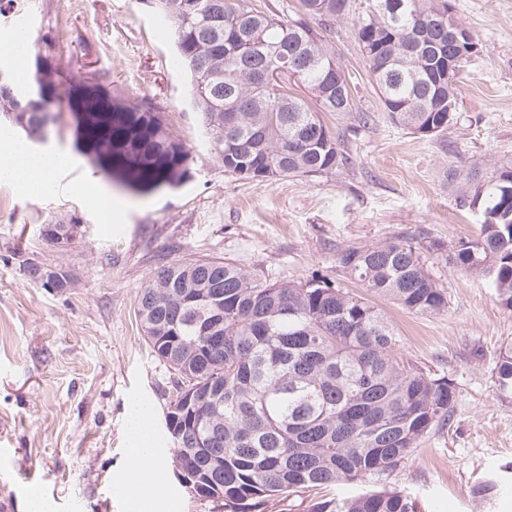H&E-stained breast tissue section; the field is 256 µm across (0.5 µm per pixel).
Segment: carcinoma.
I'll return each instance as SVG.
<instances>
[{
    "mask_svg": "<svg viewBox=\"0 0 512 512\" xmlns=\"http://www.w3.org/2000/svg\"><path fill=\"white\" fill-rule=\"evenodd\" d=\"M153 0L173 24L178 60L201 140L224 172L264 181L345 166L347 153L326 126V112H354L349 76L318 30L349 20L384 110L421 136L448 129L473 34L449 15L448 0H299L292 18L262 12L251 0ZM300 74L290 80L289 70ZM0 107L49 97L70 109L72 79L56 67L43 81L19 82ZM304 90L294 95L292 90ZM76 142L119 151L147 194L181 183L189 150L148 102L112 90L91 97ZM53 112H31L28 139L45 143ZM480 234L449 251L397 236L343 249L336 264L368 292L408 312L448 305L424 252L442 253L466 275L486 278L512 311V168L477 192ZM138 317L156 356L174 372L165 429L202 495L224 512H263L273 498L354 483L393 472L433 429L446 424L453 380L404 361L401 339L366 299L312 279L268 283L229 260L167 263L141 289ZM498 396L512 398V345L495 366ZM512 465L471 490L476 512H493ZM306 512H417L403 490L383 489L309 502Z\"/></svg>",
    "mask_w": 512,
    "mask_h": 512,
    "instance_id": "obj_1",
    "label": "carcinoma"
}]
</instances>
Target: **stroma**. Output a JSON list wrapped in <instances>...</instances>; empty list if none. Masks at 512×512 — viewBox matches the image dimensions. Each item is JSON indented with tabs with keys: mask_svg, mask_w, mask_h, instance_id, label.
Returning <instances> with one entry per match:
<instances>
[{
	"mask_svg": "<svg viewBox=\"0 0 512 512\" xmlns=\"http://www.w3.org/2000/svg\"><path fill=\"white\" fill-rule=\"evenodd\" d=\"M449 3L478 52L463 70L447 131L423 137L393 123L348 23L336 20L324 42L352 77L357 109L324 121L350 163L262 182L225 173L200 140L172 24L146 0L0 5V38L28 19L31 54L52 57L76 77L94 72L130 103L152 101L191 154L190 174L176 187L121 188L76 150V122L64 110L46 144L71 160L54 190L38 199L0 184V504L7 512H27L37 498L52 512H224L223 502L183 487L166 443L156 449L165 502L137 506L124 493L132 409L150 406L155 429H163L173 377L137 316L140 291L161 264L224 258L270 282L323 277L362 296L365 288L336 264L342 249L395 236L449 247L478 236L474 193L512 166V0ZM96 186L116 208L90 199ZM47 224L78 225L79 235L69 246L50 245L40 235ZM30 260L68 272L72 287L61 293L23 278L19 268ZM426 266L447 297L444 312L377 305L408 361L453 380L450 420L384 481L332 486L323 496L395 487L415 497L420 512H473V485L512 463V400H501L494 384L499 353L512 344V312L487 281L440 255L427 254ZM29 476L37 487H27Z\"/></svg>",
	"mask_w": 512,
	"mask_h": 512,
	"instance_id": "35a3bbf8",
	"label": "stroma"
}]
</instances>
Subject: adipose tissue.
<instances>
[{
  "mask_svg": "<svg viewBox=\"0 0 512 512\" xmlns=\"http://www.w3.org/2000/svg\"><path fill=\"white\" fill-rule=\"evenodd\" d=\"M69 163L66 155L34 152L12 133L0 134L1 182L18 185L40 196L51 190L56 173ZM154 440L151 412L143 408L135 409L129 450L130 469L135 475L147 467L159 473L163 472V462L153 454Z\"/></svg>",
  "mask_w": 512,
  "mask_h": 512,
  "instance_id": "1",
  "label": "adipose tissue"
}]
</instances>
